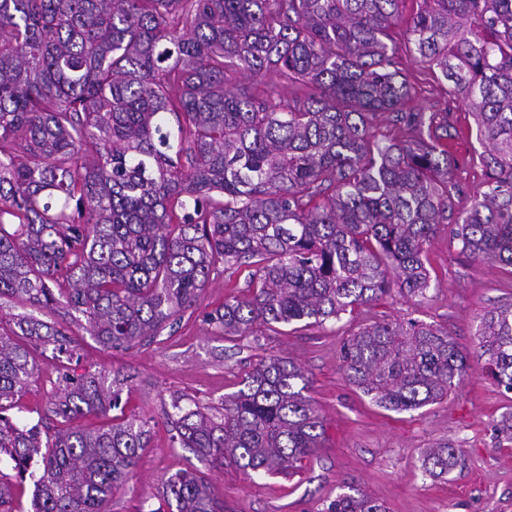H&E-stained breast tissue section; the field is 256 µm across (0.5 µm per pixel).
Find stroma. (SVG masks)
Masks as SVG:
<instances>
[{"label":"stroma","mask_w":512,"mask_h":512,"mask_svg":"<svg viewBox=\"0 0 512 512\" xmlns=\"http://www.w3.org/2000/svg\"><path fill=\"white\" fill-rule=\"evenodd\" d=\"M402 72L416 90L413 107L450 114L459 144L454 180L461 193L455 205L464 208L485 180L474 117L462 104L450 103L447 82L411 55H403ZM428 259L435 286L422 304L394 291L322 326L298 322L260 327L245 337L224 336L206 315L244 293L242 271L211 276L196 311L184 316L174 333H162L146 345L113 350L74 326L69 352L56 356L48 349L34 350L39 371L8 415L50 432L57 425L49 407L59 391L61 368L78 375L125 376L124 411L148 422L151 440L128 480L113 492L108 512L141 507L151 512L159 505L163 480L179 470L203 477L225 512H323L351 486L366 491L386 512H512V443L495 429L500 416L512 411V392L474 367L448 397L415 410L390 411L350 384L341 369L344 340L381 321L413 318L446 329L461 351L475 354L479 315L512 304V269L471 261L445 231L432 240ZM272 358H287L303 368L307 394L325 424L321 447L298 473L247 477L232 465L214 468L194 449L172 443L167 413L173 397L220 405L224 396L241 389L258 363ZM444 442L462 449L460 464L442 477L425 474L424 449Z\"/></svg>","instance_id":"obj_1"}]
</instances>
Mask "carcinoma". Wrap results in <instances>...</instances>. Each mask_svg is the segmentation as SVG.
<instances>
[{"instance_id": "cac0c4a2", "label": "carcinoma", "mask_w": 512, "mask_h": 512, "mask_svg": "<svg viewBox=\"0 0 512 512\" xmlns=\"http://www.w3.org/2000/svg\"><path fill=\"white\" fill-rule=\"evenodd\" d=\"M0 0V299L84 317L102 345L154 341L199 306L212 272L248 271L247 293L207 313L226 336L322 326L396 287L427 299L428 247L444 227L474 262L512 268V0ZM438 70L475 117L485 190L455 210L448 115L408 111L392 35ZM274 70L306 94L284 104L228 89ZM387 114L407 140L377 132ZM482 370L512 391V306L486 311ZM68 334L20 315L0 325V507L32 466L35 512H107L148 446L147 422L42 436L3 415L38 371L29 346ZM346 379L378 406L448 396L467 357L448 331L376 322L343 343ZM62 422L121 402L114 377L59 373ZM291 360L272 358L216 415L172 402L171 441L246 476H289L324 420ZM461 458L429 448L424 472ZM151 512H224L205 480L169 475ZM324 512H385L351 488Z\"/></svg>"}]
</instances>
